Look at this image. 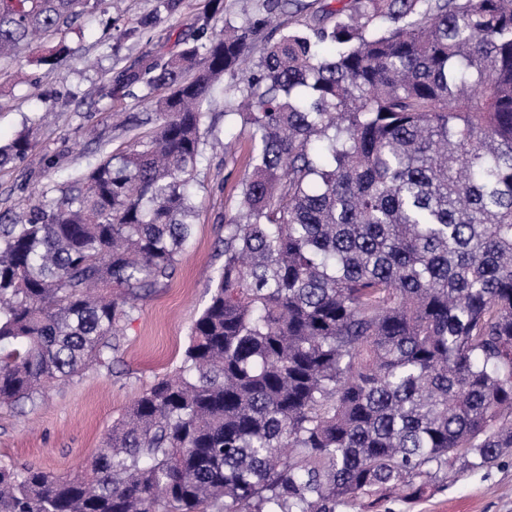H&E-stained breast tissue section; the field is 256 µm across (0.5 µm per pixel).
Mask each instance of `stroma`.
I'll use <instances>...</instances> for the list:
<instances>
[{
  "label": "stroma",
  "mask_w": 512,
  "mask_h": 512,
  "mask_svg": "<svg viewBox=\"0 0 512 512\" xmlns=\"http://www.w3.org/2000/svg\"><path fill=\"white\" fill-rule=\"evenodd\" d=\"M155 5L156 0H102L69 34L70 56L41 65L33 50L0 69V147L26 132L34 138L25 159L0 169V213L17 210L44 187L64 184L73 170L128 145L113 112L143 118L152 108L138 96L103 98L110 71L145 54H176L198 27L207 0H182L176 13L163 17L143 38H123V31L152 14ZM338 5V0H300L274 19L265 36L277 41ZM248 151L244 131L231 152H207L195 186L202 210L194 236L174 278L138 300L111 369H90L55 385L35 410L0 408V463L76 472L102 448L113 423L141 392L178 371L191 327L209 299L207 279L224 263L218 242L224 237V217L236 209L250 171ZM337 512H512V458L477 470L451 467L447 478L431 482L412 502L390 496L373 508L361 500Z\"/></svg>",
  "instance_id": "35a3bbf8"
}]
</instances>
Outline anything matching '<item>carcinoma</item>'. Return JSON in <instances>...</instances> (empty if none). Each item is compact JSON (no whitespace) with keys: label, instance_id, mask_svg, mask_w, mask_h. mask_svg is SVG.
Segmentation results:
<instances>
[{"label":"carcinoma","instance_id":"carcinoma-1","mask_svg":"<svg viewBox=\"0 0 512 512\" xmlns=\"http://www.w3.org/2000/svg\"><path fill=\"white\" fill-rule=\"evenodd\" d=\"M98 2L0 0V62L37 37L55 64ZM263 2L217 36L208 0L178 55L111 74L165 91L156 129L0 224V406L33 410L175 275L206 108L239 81L251 172L178 374L81 470L1 464L0 512H336L512 455V0H348L260 48L290 6Z\"/></svg>","mask_w":512,"mask_h":512}]
</instances>
